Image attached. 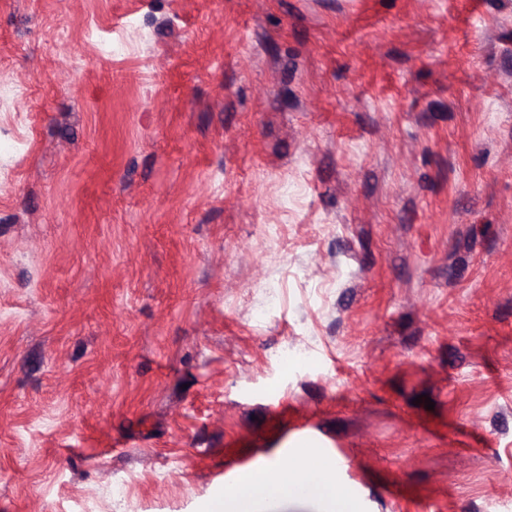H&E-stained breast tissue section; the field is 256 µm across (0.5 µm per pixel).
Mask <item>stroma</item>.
Segmentation results:
<instances>
[{"label": "stroma", "instance_id": "stroma-1", "mask_svg": "<svg viewBox=\"0 0 512 512\" xmlns=\"http://www.w3.org/2000/svg\"><path fill=\"white\" fill-rule=\"evenodd\" d=\"M302 456L512 512V0H0V512Z\"/></svg>", "mask_w": 512, "mask_h": 512}]
</instances>
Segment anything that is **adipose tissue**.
Here are the masks:
<instances>
[{
  "label": "adipose tissue",
  "mask_w": 512,
  "mask_h": 512,
  "mask_svg": "<svg viewBox=\"0 0 512 512\" xmlns=\"http://www.w3.org/2000/svg\"><path fill=\"white\" fill-rule=\"evenodd\" d=\"M301 487L327 500L333 512H353V502L337 494L329 478L305 459L287 470L269 467L248 472L224 496L210 500L204 512H253L256 504L271 492L291 495Z\"/></svg>",
  "instance_id": "ef3b65f1"
}]
</instances>
